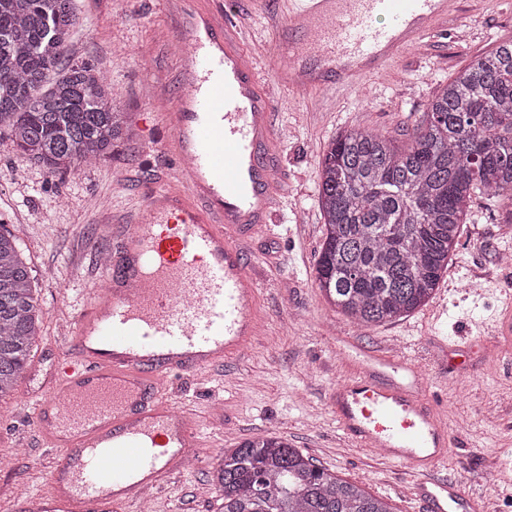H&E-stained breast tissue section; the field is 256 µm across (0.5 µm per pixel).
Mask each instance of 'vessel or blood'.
<instances>
[{
  "mask_svg": "<svg viewBox=\"0 0 512 512\" xmlns=\"http://www.w3.org/2000/svg\"><path fill=\"white\" fill-rule=\"evenodd\" d=\"M181 17L182 89L161 118V149L176 186H149L131 228L99 268L104 281L60 341L56 390L29 405L41 447L54 459L47 490L19 497L18 512H115L200 445L198 431L162 392L174 372L238 358L259 331L260 288L247 234L271 231L283 202L270 158L274 116L292 93L354 85L406 47L440 30L448 0H289L296 38L268 55L241 49L227 20L237 0H168ZM328 392L343 436L380 451L414 478L428 512H479L478 501L439 476L447 423L429 404L412 359L386 345L357 350Z\"/></svg>",
  "mask_w": 512,
  "mask_h": 512,
  "instance_id": "vessel-or-blood-1",
  "label": "vessel or blood"
}]
</instances>
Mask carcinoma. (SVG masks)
Returning <instances> with one entry per match:
<instances>
[{
	"instance_id": "cac0c4a2",
	"label": "carcinoma",
	"mask_w": 512,
	"mask_h": 512,
	"mask_svg": "<svg viewBox=\"0 0 512 512\" xmlns=\"http://www.w3.org/2000/svg\"><path fill=\"white\" fill-rule=\"evenodd\" d=\"M76 24L75 0H0V131L52 172L104 160L132 135L98 67L67 54ZM317 180L326 236L316 282L331 305L364 328L426 305L473 198L502 203L512 224V39L436 86L406 145L367 129L333 138ZM33 290L16 239L0 230V394L32 356ZM213 483L222 512H393L277 435L225 450Z\"/></svg>"
}]
</instances>
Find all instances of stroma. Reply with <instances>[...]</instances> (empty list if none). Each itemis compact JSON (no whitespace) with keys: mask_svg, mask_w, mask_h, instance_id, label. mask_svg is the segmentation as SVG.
<instances>
[{"mask_svg":"<svg viewBox=\"0 0 512 512\" xmlns=\"http://www.w3.org/2000/svg\"><path fill=\"white\" fill-rule=\"evenodd\" d=\"M75 2L78 22L68 53L95 61L133 135L113 157L56 176L26 163L9 136H0V223L33 270L42 311L27 371L0 395V512H16L17 487L49 485V460L35 441L27 405L56 386V343L76 308L96 293L94 258L119 243L102 232L100 221L133 223L149 183L169 176L167 156L145 154L143 134L164 135L156 115L180 88L179 45L165 35L177 27L175 12L165 0ZM283 19L280 0H262L236 14L233 28L244 49L265 51L289 39ZM508 38L512 0H456L446 27L402 51L380 75L351 92L297 93L277 112V124L288 132L273 156L284 173L288 221L276 236L258 231L245 243L259 264L260 334L242 358L177 378L168 393L196 421L211 460L239 441L282 436L341 478L384 497L394 512H413L407 473L347 441L329 410L327 392L344 371L328 348L336 330L366 348L401 342L425 372L450 427L442 474L483 496L488 512H512V482L491 487L485 480L498 456L512 453V344L490 330L512 291V267L499 260L512 253V236L495 220L497 203H473L474 217L437 290L446 300L439 331L431 329L428 306L375 328L357 327L328 304L315 270L325 231L316 172L329 141L365 127L404 144L436 85ZM211 480L208 468L164 478L150 493L152 512H220L217 496L205 491Z\"/></svg>","mask_w":512,"mask_h":512,"instance_id":"stroma-1","label":"stroma"}]
</instances>
